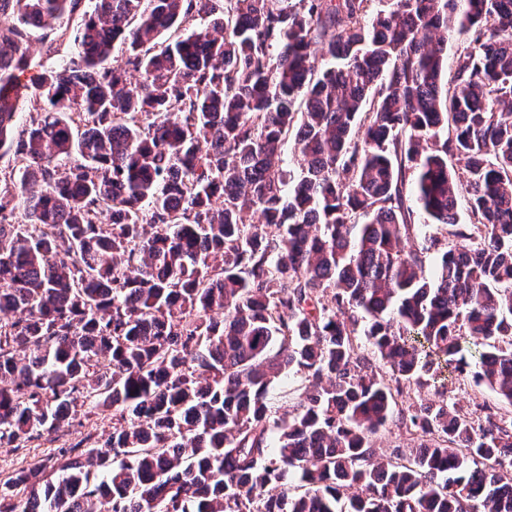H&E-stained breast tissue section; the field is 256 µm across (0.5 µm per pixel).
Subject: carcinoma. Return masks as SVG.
Returning <instances> with one entry per match:
<instances>
[{
	"instance_id": "1",
	"label": "carcinoma",
	"mask_w": 512,
	"mask_h": 512,
	"mask_svg": "<svg viewBox=\"0 0 512 512\" xmlns=\"http://www.w3.org/2000/svg\"><path fill=\"white\" fill-rule=\"evenodd\" d=\"M93 2L24 83L29 29L85 0H0V155L26 160L0 188V446L78 403L112 434L54 482L16 471L0 512H512V421L446 399L470 375L512 406V0ZM420 211L451 230L407 250ZM397 408L418 445L380 458ZM306 384L307 382L301 374L291 372L270 389L269 396L275 403L281 405V396L288 392L296 396L302 392Z\"/></svg>"
}]
</instances>
